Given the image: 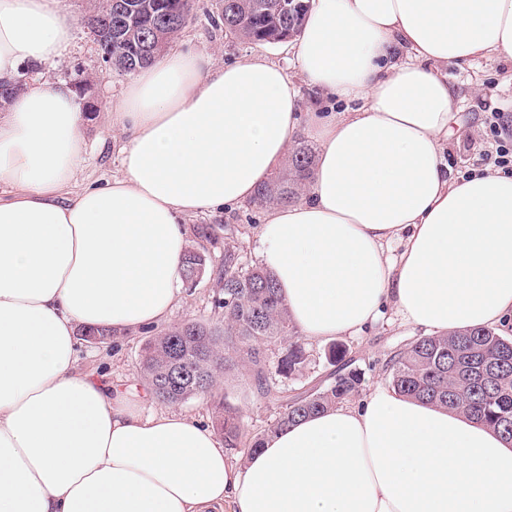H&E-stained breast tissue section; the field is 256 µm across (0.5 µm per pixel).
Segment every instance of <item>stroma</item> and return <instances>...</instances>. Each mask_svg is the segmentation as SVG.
Returning a JSON list of instances; mask_svg holds the SVG:
<instances>
[{
  "label": "stroma",
  "instance_id": "1",
  "mask_svg": "<svg viewBox=\"0 0 512 512\" xmlns=\"http://www.w3.org/2000/svg\"><path fill=\"white\" fill-rule=\"evenodd\" d=\"M95 0H65L67 9L75 16L74 37L68 52L52 66L36 69L26 67L23 80H49L73 84L91 75L95 81L87 97L96 110L86 124L84 161L77 169L72 190L101 185L116 174L119 167V144L112 137L110 103L128 84L129 79L106 69L98 47L82 22ZM218 0H195L192 16L171 44L175 51H193L212 57L221 64L234 59L262 55L281 64L288 73H295L290 43L257 44L216 27ZM448 81L460 97L455 134L448 143V164L457 172L471 167L493 164L497 140L512 141V63L481 60L471 64L452 65ZM264 207L244 204L230 212L203 213L189 217V228L212 226L217 237L208 243L191 240L190 249H203L207 257L206 270L196 286L181 285L180 298L173 308L168 324L177 326L189 319L214 322L213 279L224 262V250L239 248L244 261L254 264L256 230L264 217ZM246 234H237L239 226ZM419 330L400 324L393 312H386L378 324L361 335L339 340V347L348 349L354 365L362 372V392H369L386 381L389 358L418 338ZM145 333L120 339L111 338L103 345L83 344L80 354L82 369L106 374L109 381L123 387L146 390L147 384L139 369L141 347ZM306 361L300 371L286 378L289 390L302 392L326 378L331 370L327 346L305 343ZM218 391L243 413L246 434L255 435L267 430L275 420L276 405L261 398L248 375L232 371L221 377Z\"/></svg>",
  "mask_w": 512,
  "mask_h": 512
}]
</instances>
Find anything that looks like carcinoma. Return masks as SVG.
Returning <instances> with one entry per match:
<instances>
[{"instance_id":"cac0c4a2","label":"carcinoma","mask_w":512,"mask_h":512,"mask_svg":"<svg viewBox=\"0 0 512 512\" xmlns=\"http://www.w3.org/2000/svg\"><path fill=\"white\" fill-rule=\"evenodd\" d=\"M307 0H221L215 26L255 43L274 44L301 34ZM112 9V46L99 47L112 58V71L128 75L149 64L181 31L193 10V0H103L85 23ZM315 163V153L299 140L285 165L262 182L255 202L286 205L299 200L302 186ZM206 258L187 252L183 277L205 271ZM214 310L220 326L189 320L149 336L141 351V370L152 393L166 403L203 396L215 399L214 427L230 449L258 448L265 436L247 437L240 409L216 398L221 374L245 369L257 393L277 405L279 412L266 430L270 434L311 414L358 395L360 373L351 368L346 351L332 346L328 359L335 370L327 384L304 395H291L269 382L268 346L283 345L278 371L288 376L305 361L293 340L288 310L278 295L274 275L258 265H246L240 252L224 250L217 277ZM496 366L486 380L481 369ZM388 385L422 401L460 410L512 442V338L485 328L458 330L446 336H421L388 362Z\"/></svg>"}]
</instances>
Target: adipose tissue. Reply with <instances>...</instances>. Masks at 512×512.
Listing matches in <instances>:
<instances>
[{"mask_svg":"<svg viewBox=\"0 0 512 512\" xmlns=\"http://www.w3.org/2000/svg\"><path fill=\"white\" fill-rule=\"evenodd\" d=\"M74 27L63 0H0V82L62 57ZM478 58L512 60V0H313L297 75L189 52L141 69L112 101L119 175L74 195L76 92L16 95L0 115V512H512V444L389 386L235 462L208 425L144 413L79 365L78 328L166 322L187 218L252 200L303 136L304 191L255 236L295 331L356 336L389 307L427 336L512 335V170L457 177L445 158V69ZM334 99L353 110L324 111Z\"/></svg>","mask_w":512,"mask_h":512,"instance_id":"1","label":"adipose tissue"}]
</instances>
